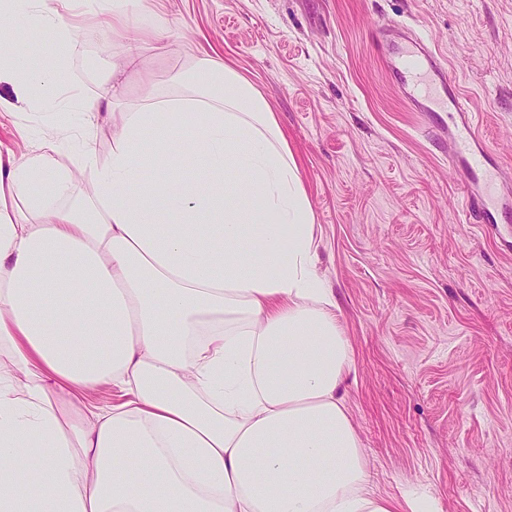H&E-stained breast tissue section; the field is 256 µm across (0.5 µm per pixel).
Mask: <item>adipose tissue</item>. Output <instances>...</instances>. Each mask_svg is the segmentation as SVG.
<instances>
[{
  "label": "adipose tissue",
  "mask_w": 512,
  "mask_h": 512,
  "mask_svg": "<svg viewBox=\"0 0 512 512\" xmlns=\"http://www.w3.org/2000/svg\"><path fill=\"white\" fill-rule=\"evenodd\" d=\"M74 2L0 0V31L31 6L67 60ZM101 3L123 56L86 123L0 160V512H432L368 488L345 404L351 344L269 102L193 56L172 78L178 94L150 86L127 105L126 71L146 48L166 51L165 36L130 21L152 0ZM1 83L22 106L63 92L57 72L12 53ZM73 138L74 165L62 149ZM103 384L122 402L86 403ZM125 456L136 477L117 469Z\"/></svg>",
  "instance_id": "obj_1"
}]
</instances>
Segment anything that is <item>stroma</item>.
Masks as SVG:
<instances>
[{
    "label": "stroma",
    "instance_id": "35a3bbf8",
    "mask_svg": "<svg viewBox=\"0 0 512 512\" xmlns=\"http://www.w3.org/2000/svg\"><path fill=\"white\" fill-rule=\"evenodd\" d=\"M132 23L166 29L129 97L209 54L276 113L315 219V263L354 356L349 414L369 489L417 491L440 512H512V241L463 223L448 142L430 144L373 29L423 35L460 78L512 189V0H163ZM122 54L84 0L63 107L79 125ZM0 84V155L21 158L49 109L12 108Z\"/></svg>",
    "mask_w": 512,
    "mask_h": 512
}]
</instances>
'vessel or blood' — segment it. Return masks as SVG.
Returning <instances> with one entry per match:
<instances>
[{
  "label": "vessel or blood",
  "mask_w": 512,
  "mask_h": 512,
  "mask_svg": "<svg viewBox=\"0 0 512 512\" xmlns=\"http://www.w3.org/2000/svg\"><path fill=\"white\" fill-rule=\"evenodd\" d=\"M390 71L413 111L445 112L451 119L448 166L464 180L461 211L465 223L491 231L507 223L512 218V195L500 187L504 167L446 63L433 53L423 36L409 35L396 42Z\"/></svg>",
  "instance_id": "vessel-or-blood-1"
}]
</instances>
